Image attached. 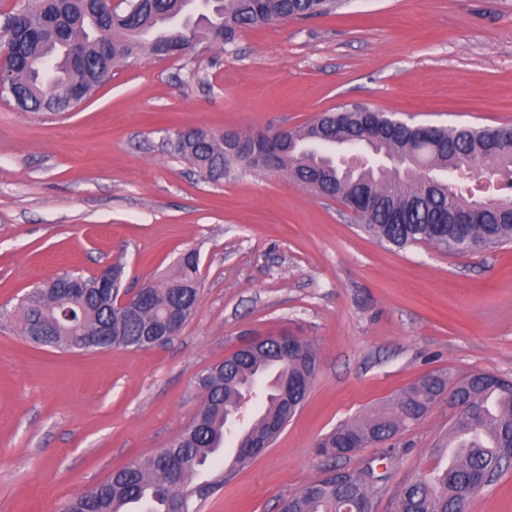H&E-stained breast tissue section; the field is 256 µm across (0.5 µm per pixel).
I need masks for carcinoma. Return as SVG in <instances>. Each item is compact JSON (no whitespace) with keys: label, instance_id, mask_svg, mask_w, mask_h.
<instances>
[{"label":"carcinoma","instance_id":"obj_1","mask_svg":"<svg viewBox=\"0 0 512 512\" xmlns=\"http://www.w3.org/2000/svg\"><path fill=\"white\" fill-rule=\"evenodd\" d=\"M342 0H214L199 15L192 0H127L114 7L109 0H27L3 15L0 36L4 56V92L24 112H69L76 103L59 91L69 85L86 100L112 76V69L148 50L195 48L205 43L231 45L239 32L273 21L322 16ZM155 37H147L154 29ZM395 115L369 109L325 113L308 124L281 134L280 171L322 197L336 200L355 221L382 243L406 248L432 243L464 254L512 243V196L478 203L473 189H464L458 171L475 167L512 175V150L491 151L500 128L434 127L432 142L420 139L423 126L396 123ZM377 135L376 147L393 165L365 170L349 178L310 149V142L364 141ZM242 152L225 133L179 132L170 140L177 156L193 163L211 181L236 166H252L265 149L263 133L244 136ZM199 256L188 250L173 275L148 284L139 312L113 311L97 293V279L63 273L53 284L28 292L19 304L21 335L30 342L76 351L88 337L112 328V345L149 348L145 337L167 315L188 320L199 305ZM298 354L284 355L277 337L237 349L196 377L208 403L181 434L153 455L136 459L88 493L72 499L66 512H198L201 500L218 487L219 470L200 483L195 477L224 448L229 413L247 386L267 379L265 399L248 437L259 446L273 442L305 400L317 367V355L296 339ZM448 381L428 375L395 394L380 413L341 425L319 442L321 453L344 457L350 437L366 444L394 437L418 422L447 393ZM455 402L465 411L454 415L440 454L456 449L454 460L430 469L405 484L392 500L391 512H460L486 486L512 467V380L471 373L452 386ZM386 479L372 467L343 471L315 480L286 498L281 512H354L359 503L372 508L368 486Z\"/></svg>","mask_w":512,"mask_h":512}]
</instances>
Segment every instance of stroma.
<instances>
[{
    "label": "stroma",
    "instance_id": "obj_1",
    "mask_svg": "<svg viewBox=\"0 0 512 512\" xmlns=\"http://www.w3.org/2000/svg\"><path fill=\"white\" fill-rule=\"evenodd\" d=\"M355 106L422 125H512V0H349L229 46L141 55L71 112L0 97V512H62L167 446L202 402L196 375L246 338L300 337L317 370L285 430L199 512H280L310 482L369 466L386 475L373 510L390 512L437 463L447 401L343 458L319 454L321 437L430 373L512 379V244L397 249L284 173L211 182L169 145L179 131L293 129ZM189 249L200 303L170 343L77 354L21 336V298L62 272L119 263L137 287ZM466 512H512V469Z\"/></svg>",
    "mask_w": 512,
    "mask_h": 512
}]
</instances>
